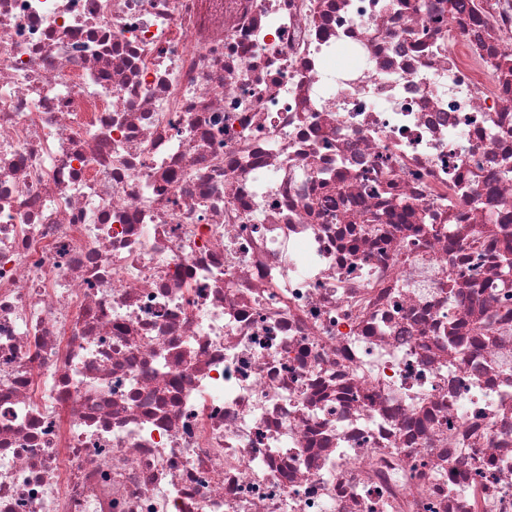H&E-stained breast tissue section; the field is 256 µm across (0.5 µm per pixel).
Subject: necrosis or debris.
I'll return each mask as SVG.
<instances>
[{
    "mask_svg": "<svg viewBox=\"0 0 512 512\" xmlns=\"http://www.w3.org/2000/svg\"><path fill=\"white\" fill-rule=\"evenodd\" d=\"M512 0H0V512H512Z\"/></svg>",
    "mask_w": 512,
    "mask_h": 512,
    "instance_id": "necrosis-or-debris-1",
    "label": "necrosis or debris"
}]
</instances>
